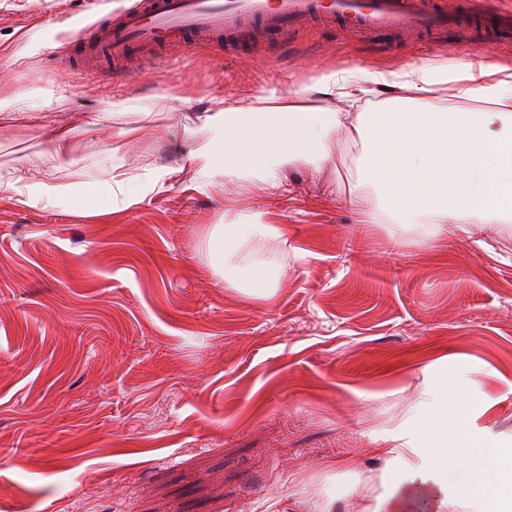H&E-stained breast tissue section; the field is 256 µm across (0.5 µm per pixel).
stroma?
<instances>
[{
  "mask_svg": "<svg viewBox=\"0 0 512 512\" xmlns=\"http://www.w3.org/2000/svg\"><path fill=\"white\" fill-rule=\"evenodd\" d=\"M133 0H0V172L94 184L116 165L173 168L140 200L27 205L0 188V512H374L388 449L423 461L418 418L457 394L477 454L512 448V223L449 224L423 241L354 189L334 133L321 170L279 185L200 186L183 127L208 97L232 106L413 63L458 64L446 36L388 44L311 24L282 46L223 43L139 55L133 76L90 72L67 35ZM148 106L84 128L113 100ZM51 130L72 132L78 167ZM257 216L285 272L264 297L209 265L212 228Z\"/></svg>",
  "mask_w": 512,
  "mask_h": 512,
  "instance_id": "stroma-1",
  "label": "stroma"
}]
</instances>
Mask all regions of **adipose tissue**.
I'll use <instances>...</instances> for the list:
<instances>
[{
  "label": "adipose tissue",
  "mask_w": 512,
  "mask_h": 512,
  "mask_svg": "<svg viewBox=\"0 0 512 512\" xmlns=\"http://www.w3.org/2000/svg\"><path fill=\"white\" fill-rule=\"evenodd\" d=\"M313 89L326 97L359 99L385 89L396 95L381 107L360 113L355 131L360 150L354 160L358 183H368L384 199V216L411 225L425 239L447 224L512 223V64L472 55L458 65H409L398 70H363L357 81L339 71L321 73ZM447 90L448 104L429 105L428 97ZM262 105L225 107L209 98L196 113L187 136L196 139L191 161L201 181L221 175L228 180L258 179L277 186L284 168L320 169L331 153V136L345 126L347 113L294 101L280 103L269 89ZM167 168L148 178L116 166L95 185L82 188L85 199L101 194L133 198L145 182L170 177ZM268 225L247 219L219 224L207 245L212 268L228 288L263 295L284 272L278 253L255 265H240L242 247L269 237ZM441 408L418 419L426 470L423 482L440 493L438 512H463L482 491L491 490L492 457L474 453L455 413L456 394L440 381ZM472 459L468 480L449 482L448 457Z\"/></svg>",
  "instance_id": "ef3b65f1"
}]
</instances>
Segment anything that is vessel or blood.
<instances>
[{
    "label": "vessel or blood",
    "mask_w": 512,
    "mask_h": 512,
    "mask_svg": "<svg viewBox=\"0 0 512 512\" xmlns=\"http://www.w3.org/2000/svg\"><path fill=\"white\" fill-rule=\"evenodd\" d=\"M316 19L382 40L406 33L436 35L451 28L459 30L470 46L479 39L512 37L510 9L489 11L487 24L476 29L459 14L439 7L436 0H134L99 20V38L88 62L93 67L103 59L127 63L137 49L164 42L191 48L219 39L226 51L238 54L246 25L258 26L276 43Z\"/></svg>",
    "instance_id": "1"
}]
</instances>
